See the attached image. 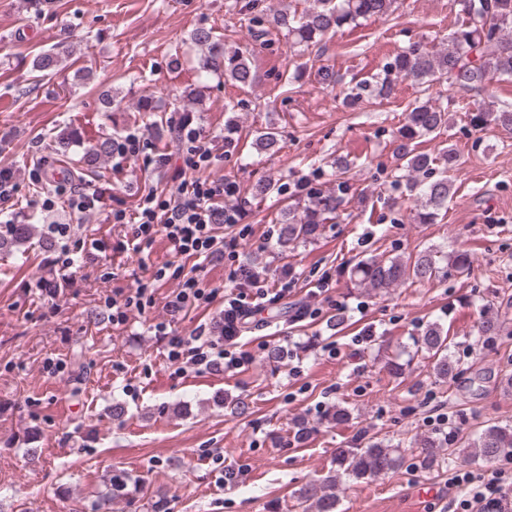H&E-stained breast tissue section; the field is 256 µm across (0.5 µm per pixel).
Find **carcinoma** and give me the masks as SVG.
I'll return each instance as SVG.
<instances>
[{
	"label": "carcinoma",
	"mask_w": 512,
	"mask_h": 512,
	"mask_svg": "<svg viewBox=\"0 0 512 512\" xmlns=\"http://www.w3.org/2000/svg\"><path fill=\"white\" fill-rule=\"evenodd\" d=\"M464 6H455V29L448 35L446 47L429 51L420 44H412L396 54L387 63L383 74L369 80H359L352 86L343 87L340 94L347 107L354 106L363 96L386 99L393 94L400 79H412L422 85L423 91L441 81H450L460 89L483 88L501 77L512 78V0H461ZM396 0H314V5L281 13L274 17L275 24L286 29L288 41L309 49L327 38L333 37L345 26L359 20L380 17L392 11ZM192 42L204 50L200 69L206 73L221 72L225 77L242 85L254 82L248 57L244 52L228 50L218 44L211 28H198L191 36ZM455 108L465 112L468 126L481 132L491 126L512 131V110L482 105L475 109L458 101ZM448 125V109L429 100L416 102L406 114L405 122L398 127L400 141L399 160L404 174L393 180L398 185L406 181V188L421 200L415 220L419 224H434L442 211L448 210L452 198L450 173L456 170L457 155L447 148L431 155L415 151L414 140L441 131ZM113 140L100 137L86 152L84 162L94 165L112 154ZM349 189L348 182L340 180L334 190H313L306 200L297 201L281 213L276 228V245L280 252L298 243L315 240L338 218L343 195ZM36 234L34 224L0 225V252L31 243ZM471 255L457 251L451 255H439L426 249L413 260L374 256L354 264L349 275L373 290L396 288L408 282L430 281L453 272L463 274L470 269ZM245 328L244 316L231 311L224 315V337L234 338ZM498 315L492 309L483 311L478 322L480 336H492L499 331ZM420 350L433 361L435 374L446 379L457 373L458 364L453 359L448 343V333L443 325L433 322L417 340ZM422 448L413 468L431 470L437 463V450L441 442L423 436L418 439ZM471 454L488 460L512 458V426L488 424L478 434ZM336 474L328 475L318 483L303 490V498L313 503L316 512H337V491L342 477L366 479L398 468L402 459L381 442L359 432L356 446L336 449ZM135 480L125 471L111 474L106 492L101 500L110 502L129 495V487Z\"/></svg>",
	"instance_id": "obj_1"
}]
</instances>
